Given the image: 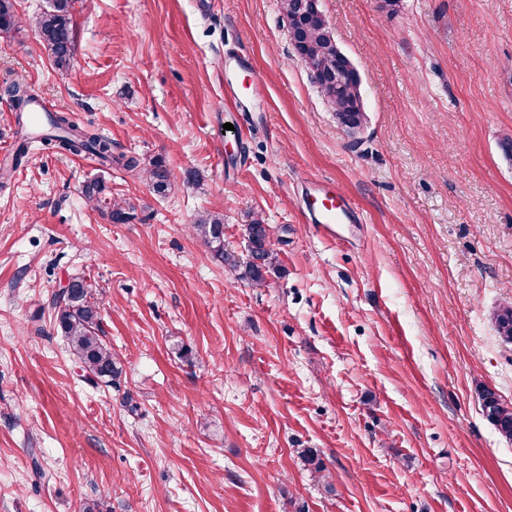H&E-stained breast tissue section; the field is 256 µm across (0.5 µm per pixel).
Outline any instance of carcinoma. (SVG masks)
Returning a JSON list of instances; mask_svg holds the SVG:
<instances>
[{"mask_svg":"<svg viewBox=\"0 0 512 512\" xmlns=\"http://www.w3.org/2000/svg\"><path fill=\"white\" fill-rule=\"evenodd\" d=\"M77 0H49L46 11L32 19L31 25L37 32L43 45L49 51L54 65L59 69L70 66L74 52L73 14ZM282 6L288 19V25L294 38L308 54L321 59L326 77L314 80L323 99L336 116L338 125L350 128L359 135L365 125L366 117L360 93V76L357 72L345 75L344 83H336L332 72L336 70L337 43L331 40L328 21L323 16H301L294 10L292 0H282ZM19 24L13 11L11 0H0V32L8 33ZM17 112V135L19 143L11 164L3 165V170L19 167L27 156L31 144L35 141L46 149H58L63 152L88 156L103 165L112 164V141L92 131L82 128L72 117L56 113L39 133L26 118V109L37 102V94L31 85L13 82L4 88ZM124 166L132 169L145 168L153 190L158 194L166 193L171 187L172 174L160 160L140 164L136 157L124 159ZM86 199L95 204L107 215L111 223L124 224L129 220L132 209L126 201H116L109 196L106 186L100 181H92L84 188ZM194 228L213 255L240 272V278L255 285H261L267 278L283 273L277 253L272 248L271 228L263 220L254 216L245 225L251 248L244 259L236 257L224 248V216L218 213H206L198 217ZM54 311V327L68 344L69 352L78 363L84 378L94 384L110 383L122 372L121 360L112 352V346L106 341L102 326L101 301L96 290L81 277L71 279L68 284L53 294L51 302ZM493 321L499 337L512 343V303H506L493 313ZM479 399L484 417L498 433L512 440V403L502 399L491 388L483 385L479 390ZM300 457L310 471L321 474L325 465L315 448H304Z\"/></svg>","mask_w":512,"mask_h":512,"instance_id":"1","label":"carcinoma"}]
</instances>
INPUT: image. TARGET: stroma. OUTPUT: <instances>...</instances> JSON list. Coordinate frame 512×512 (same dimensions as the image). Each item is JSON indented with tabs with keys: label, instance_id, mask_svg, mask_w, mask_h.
<instances>
[{
	"label": "stroma",
	"instance_id": "1",
	"mask_svg": "<svg viewBox=\"0 0 512 512\" xmlns=\"http://www.w3.org/2000/svg\"><path fill=\"white\" fill-rule=\"evenodd\" d=\"M12 2L0 164L23 80L173 178L159 195L142 169L41 149L0 177V512H512V441L476 391L512 402L492 321L512 302V0H322L361 78L356 140L281 0H78L66 70L29 24L46 0ZM235 58L263 87L243 103ZM92 180L128 223L85 199ZM318 187L352 224H316ZM207 211L239 255L261 215L285 275L239 279L192 230ZM74 277L99 294L113 384L53 329Z\"/></svg>",
	"mask_w": 512,
	"mask_h": 512
}]
</instances>
